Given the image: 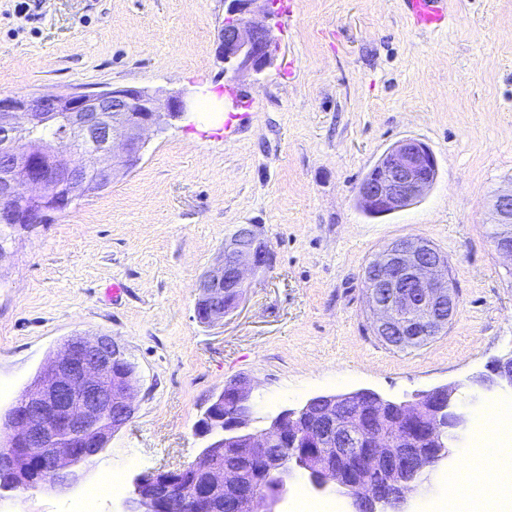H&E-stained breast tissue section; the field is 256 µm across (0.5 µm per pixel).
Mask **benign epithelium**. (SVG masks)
Masks as SVG:
<instances>
[{
	"instance_id": "obj_1",
	"label": "benign epithelium",
	"mask_w": 512,
	"mask_h": 512,
	"mask_svg": "<svg viewBox=\"0 0 512 512\" xmlns=\"http://www.w3.org/2000/svg\"><path fill=\"white\" fill-rule=\"evenodd\" d=\"M259 0H224L217 56L224 72L261 76L273 63L272 29L255 18ZM181 94L160 100L145 88L108 87L0 99V222L43 224L94 186L108 185L141 161L145 132H161L186 114ZM61 124L62 136L39 132ZM437 160L421 141L393 144L357 187L360 203L390 214L408 207L435 182ZM491 207L498 235L495 251L512 260V189L495 194ZM271 247L254 224H240L224 238L220 264L198 284L201 322L224 321L230 293L242 294L250 273L267 268ZM371 327L389 346L416 347L438 335L455 316L459 299L448 256L428 241L403 238L387 245L363 271ZM133 365L112 336H73L48 361L14 406L0 445V493L26 485L70 487L84 468L135 413ZM472 383L484 392L512 389V353L495 360ZM253 403L246 384L235 381L213 397L197 432L209 441L184 488L185 469L137 475L125 512H255L256 485L274 482L264 512H279L288 483L307 475L324 490L334 484L349 512H407L410 494L448 460L452 442L470 418L455 388L440 386L411 402H394L359 389L314 396L285 410L259 431L248 430ZM407 423L412 434L385 435L377 423ZM290 449L288 456L274 446ZM238 448L263 461L249 470L224 467V449Z\"/></svg>"
}]
</instances>
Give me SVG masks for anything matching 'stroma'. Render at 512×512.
<instances>
[{"instance_id":"35a3bbf8","label":"stroma","mask_w":512,"mask_h":512,"mask_svg":"<svg viewBox=\"0 0 512 512\" xmlns=\"http://www.w3.org/2000/svg\"><path fill=\"white\" fill-rule=\"evenodd\" d=\"M0 0V98L112 86L245 104L195 110L148 138L138 166L46 223L11 230L0 257V418L70 337L110 335L135 366L133 419L69 489H18L0 512H73L119 474L96 512H121L135 476L186 467L207 440L211 399L246 378L249 427L318 394L370 389L391 400L454 387L471 414L502 398L473 375L512 352V261L494 249L491 196L512 187V0H454L446 29L411 27L403 0H291L266 79L225 76L224 0ZM438 162L407 209L368 216L356 188L395 142ZM255 224L273 263L249 276L218 325L195 315L197 285L237 225ZM447 254L459 307L427 343L372 333L364 268L391 242ZM127 291L117 301L106 289ZM465 431L409 503L447 497Z\"/></svg>"}]
</instances>
